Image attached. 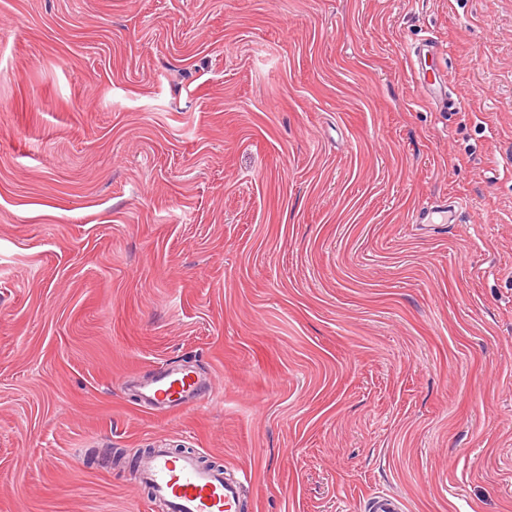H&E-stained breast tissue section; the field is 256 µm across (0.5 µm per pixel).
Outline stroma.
Returning a JSON list of instances; mask_svg holds the SVG:
<instances>
[{"label":"stroma","mask_w":512,"mask_h":512,"mask_svg":"<svg viewBox=\"0 0 512 512\" xmlns=\"http://www.w3.org/2000/svg\"><path fill=\"white\" fill-rule=\"evenodd\" d=\"M161 444L245 512H512V0H0V512H162ZM414 64L416 78L422 91L428 96H434L447 101V79L446 74L441 73L433 64L435 46L431 39H423L414 47ZM431 63H427V58ZM461 209L462 204L457 201H453L449 205L445 202L430 208L422 207L416 217V223L426 224L430 215L439 214L442 218L441 224H446L448 222V214H450V223L455 224L456 220L459 218L458 215H460ZM139 401L153 409H190L206 394L205 380L190 368L164 369L134 386ZM367 512H405L404 501L391 493L377 492L367 497L365 502Z\"/></svg>","instance_id":"stroma-1"}]
</instances>
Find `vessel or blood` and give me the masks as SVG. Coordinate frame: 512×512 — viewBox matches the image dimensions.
I'll use <instances>...</instances> for the list:
<instances>
[{"instance_id": "vessel-or-blood-1", "label": "vessel or blood", "mask_w": 512, "mask_h": 512, "mask_svg": "<svg viewBox=\"0 0 512 512\" xmlns=\"http://www.w3.org/2000/svg\"><path fill=\"white\" fill-rule=\"evenodd\" d=\"M416 78L422 91L440 99L447 96V79L430 59L435 55L432 40L419 41L414 50ZM134 391L139 401L153 409L186 410L201 403L207 387L197 372L164 369ZM136 472L155 499L168 512H242V480L227 476L223 468L205 465L198 452H174L155 448L138 460ZM366 512H406L404 501L391 493L377 492L367 497Z\"/></svg>"}]
</instances>
